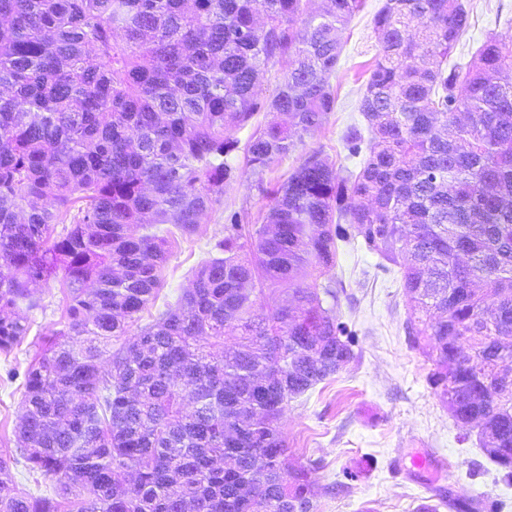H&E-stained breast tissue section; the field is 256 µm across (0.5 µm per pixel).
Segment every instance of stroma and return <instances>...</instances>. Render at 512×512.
I'll list each match as a JSON object with an SVG mask.
<instances>
[{
	"instance_id": "35a3bbf8",
	"label": "stroma",
	"mask_w": 512,
	"mask_h": 512,
	"mask_svg": "<svg viewBox=\"0 0 512 512\" xmlns=\"http://www.w3.org/2000/svg\"><path fill=\"white\" fill-rule=\"evenodd\" d=\"M467 3L470 26L454 54L463 63L489 35L512 38V0ZM382 4L364 0L342 35L340 65L331 78L335 111L262 176L248 173L227 187L196 234L178 240L163 272L156 308L175 303L188 288L193 268L223 237L228 213H241L248 224L262 223L269 204L265 189L285 180L306 154L320 149L337 166H357L342 136L350 126L365 125L359 102L376 53L372 18ZM379 264L376 255L357 246L341 248L334 273L344 293L337 312L358 335L357 358L332 379L288 402L280 419L294 458L319 466V512H362L366 507L372 512H415L442 491L469 500L488 496L502 502V512H512V486L500 482L476 430L450 416L428 383L431 363L405 336L407 304L398 271H382ZM33 296L40 306L27 313L29 335L11 353H0V456L7 461V477L19 488L43 492L50 489V481L29 472L18 452L15 431L23 389L12 373L29 364L48 331L61 322L65 294L59 280L51 279L34 288ZM424 454L432 455V464L412 468V457Z\"/></svg>"
}]
</instances>
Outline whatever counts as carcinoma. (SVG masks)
Listing matches in <instances>:
<instances>
[{
  "instance_id": "1",
  "label": "carcinoma",
  "mask_w": 512,
  "mask_h": 512,
  "mask_svg": "<svg viewBox=\"0 0 512 512\" xmlns=\"http://www.w3.org/2000/svg\"><path fill=\"white\" fill-rule=\"evenodd\" d=\"M312 2L0 0V352L30 331L32 285L66 293L17 427L54 487L0 477V512H317L316 468L288 462L279 420L357 358L328 273L358 239L400 268L430 385L512 484V41L448 62L463 0H385L359 106L370 138L344 135L351 158L367 145L360 169L306 154L267 191L264 223L230 213L191 287L125 341L177 238L335 111L341 33L364 0ZM278 290L289 300L256 313ZM445 507L501 512L441 494L417 512Z\"/></svg>"
}]
</instances>
